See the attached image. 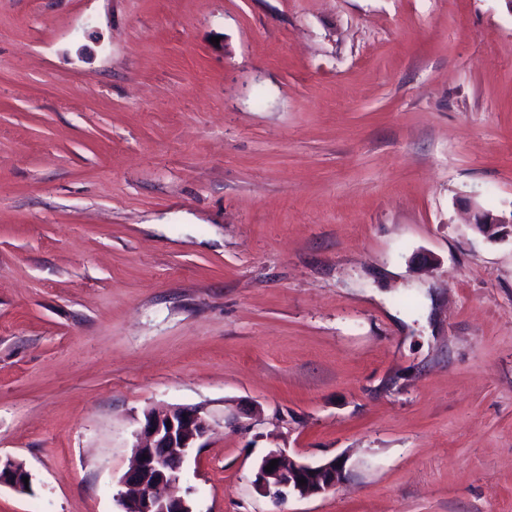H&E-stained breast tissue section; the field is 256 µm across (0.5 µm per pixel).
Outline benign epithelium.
Masks as SVG:
<instances>
[{
	"label": "benign epithelium",
	"instance_id": "obj_1",
	"mask_svg": "<svg viewBox=\"0 0 512 512\" xmlns=\"http://www.w3.org/2000/svg\"><path fill=\"white\" fill-rule=\"evenodd\" d=\"M472 224L485 237L504 235L503 226L512 217L497 215L475 207ZM210 428L208 414L201 406H176L164 411H149L136 432L134 462L123 475L122 483L130 493L122 501L123 512H193L181 494L180 476L188 450L200 447ZM273 460L278 466L268 472ZM346 461L332 458L318 463L293 459L280 450H272L258 464L254 485L282 503L289 496L317 497L331 490L345 477ZM30 476L25 464L13 458H0V486L16 491L28 490L24 478ZM306 483L301 484L299 480Z\"/></svg>",
	"mask_w": 512,
	"mask_h": 512
}]
</instances>
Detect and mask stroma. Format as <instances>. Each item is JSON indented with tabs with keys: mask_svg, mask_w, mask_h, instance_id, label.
Returning <instances> with one entry per match:
<instances>
[{
	"mask_svg": "<svg viewBox=\"0 0 512 512\" xmlns=\"http://www.w3.org/2000/svg\"><path fill=\"white\" fill-rule=\"evenodd\" d=\"M512 0H0V512H512ZM471 224L485 237L489 239L499 238L506 232L503 231V226L505 224H512V215L510 218H506L505 216L497 215L489 210L475 206ZM209 428L201 406L148 411L136 432L134 462L121 479L131 490L122 512H193L181 494L180 476L186 453L201 447ZM271 460H278V466L267 472L265 467ZM345 466L346 461L341 458L312 464L293 459L281 450H272L258 464L254 485L276 503L286 501L290 495L302 499L317 497L345 477ZM301 479H306V484H299ZM24 477H28V486H25ZM31 475L25 464L13 458L0 457V486L6 485L16 491L24 492L30 488Z\"/></svg>",
	"mask_w": 512,
	"mask_h": 512,
	"instance_id": "obj_1",
	"label": "stroma"
}]
</instances>
